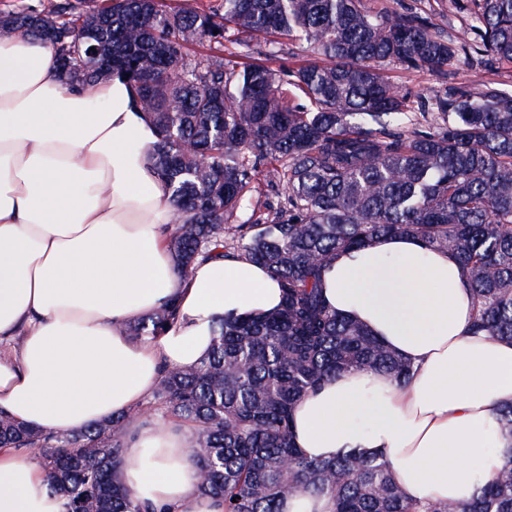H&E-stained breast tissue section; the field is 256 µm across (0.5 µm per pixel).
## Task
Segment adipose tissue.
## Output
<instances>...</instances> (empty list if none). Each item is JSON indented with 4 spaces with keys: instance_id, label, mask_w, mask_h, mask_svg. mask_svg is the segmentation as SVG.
I'll return each mask as SVG.
<instances>
[{
    "instance_id": "obj_1",
    "label": "adipose tissue",
    "mask_w": 512,
    "mask_h": 512,
    "mask_svg": "<svg viewBox=\"0 0 512 512\" xmlns=\"http://www.w3.org/2000/svg\"><path fill=\"white\" fill-rule=\"evenodd\" d=\"M157 131L124 77L66 90L52 46L0 39V410L30 427L79 432L152 397L165 368L200 364L228 317H263L277 278L238 256L180 273L167 246L173 205L148 159ZM332 310L408 360L396 380L351 370L293 409L311 459L381 454L414 502L470 501L512 440V342L471 332L458 259L403 234L340 252L323 274ZM175 302L158 338L129 324ZM188 428L134 423L122 480L147 512H224L196 491ZM0 512H63L46 473L0 448Z\"/></svg>"
}]
</instances>
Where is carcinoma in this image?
Returning <instances> with one entry per match:
<instances>
[{
  "label": "carcinoma",
  "mask_w": 512,
  "mask_h": 512,
  "mask_svg": "<svg viewBox=\"0 0 512 512\" xmlns=\"http://www.w3.org/2000/svg\"><path fill=\"white\" fill-rule=\"evenodd\" d=\"M52 44L62 85L89 92L114 74L130 84L158 132L151 160L172 195L169 248L183 272L240 254L267 266L279 311L226 320L197 366L163 372L141 409L77 433L42 432L0 412V448L41 449L64 512H143L121 481L129 424L189 422L197 491L224 512H278L288 495H327L335 512H512V451L469 502L409 501L387 461L351 453L310 460L292 441V410L343 371L410 365L361 325L334 312L322 273L336 253L408 234L462 264L476 305L471 330L512 341V94L495 83L434 98L439 123L404 130L426 108L393 90L389 61L446 74L475 61L512 62V0H481L462 37L414 13L372 14L362 0H210L201 11L164 0H49L0 11V38ZM207 52L189 58L192 46ZM326 63L284 77L250 62L288 43ZM285 205L239 222L261 167ZM165 303L128 325L156 338L175 322Z\"/></svg>",
  "instance_id": "cac0c4a2"
}]
</instances>
